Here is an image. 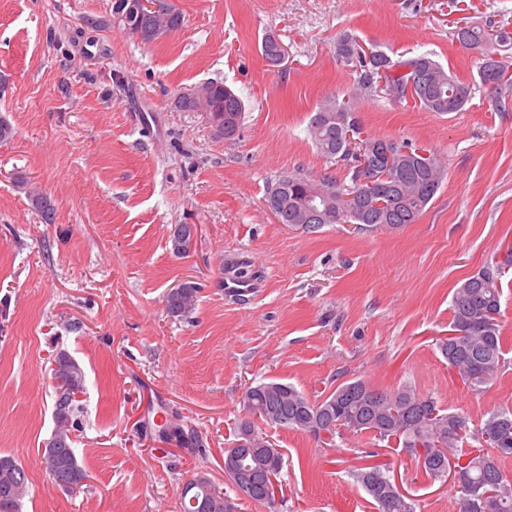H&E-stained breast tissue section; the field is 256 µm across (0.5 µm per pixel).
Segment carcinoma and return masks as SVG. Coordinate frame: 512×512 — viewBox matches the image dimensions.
I'll return each mask as SVG.
<instances>
[{"mask_svg": "<svg viewBox=\"0 0 512 512\" xmlns=\"http://www.w3.org/2000/svg\"><path fill=\"white\" fill-rule=\"evenodd\" d=\"M132 0H114L113 14L121 17L119 26L147 43L183 25L182 13L166 0H159L168 18L149 12L131 13ZM458 42L479 54V78L484 87L496 93L512 85V63L505 54L512 46V33L504 28L487 29L465 23L456 30ZM280 43L273 36L262 40V56L277 65ZM337 60L356 73V88L364 93L380 92L396 102L413 100L429 112L446 114L463 110L471 97L470 84L452 76L442 64L422 54L408 60H394L381 51H366L355 38L344 37L337 47ZM414 93L407 94L408 85ZM211 89L207 117L219 137L224 131L238 133L244 118L242 99L224 83L209 82ZM316 149L329 162H341L347 178L337 181L315 179L301 173L280 175L270 183L267 195L279 199L277 213L282 224H299L304 216L315 229L323 224H364L368 227H399L413 224L431 203L445 176V167L437 155L423 165L410 158L417 146L387 140L397 160L387 170L384 191L386 204L374 205L368 189L357 185L355 169L362 160L372 161L368 143L375 137L365 134L353 103L334 97L323 100L311 116L308 126ZM29 197L46 224L55 220V211L47 197L33 189ZM512 268V251L502 260L488 265L465 278L451 299V331L457 337L440 340L438 348L448 367L463 381L479 387L494 380L503 360L502 336L498 316L502 308V271ZM198 287L185 282L182 288L166 296V310L171 317H186L197 302ZM56 400L53 417L57 433L63 437L55 448L43 454L42 465L56 485H81L85 472L80 466L70 429L80 412L74 391H83L84 375L80 366L66 353L60 352L52 368ZM252 415L288 430L315 437L320 431L331 435L346 430L355 435L369 433L385 441L390 438L404 448L422 444L426 450L420 461L425 475L442 481L447 477L448 459L458 457V442L466 431L461 415L444 412L430 394H421L405 385L395 392L373 388L363 380L344 382L332 394L312 400L290 383L271 381L256 384ZM477 438L484 439L493 452L478 449L466 462L457 464L461 481L456 484L460 512H512V480L507 479L499 459L512 455V410L493 411L480 427ZM352 477L377 506L378 512H414V504L404 495L391 494L395 480L382 466L363 462L352 471ZM196 486L183 496V512H195L190 499L205 498L208 512H224V492L210 482L205 472L195 477ZM27 475L22 466L8 475L0 473V487L11 485L13 499L10 512H19L27 493Z\"/></svg>", "mask_w": 512, "mask_h": 512, "instance_id": "carcinoma-1", "label": "carcinoma"}]
</instances>
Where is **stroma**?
<instances>
[{"label":"stroma","instance_id":"1","mask_svg":"<svg viewBox=\"0 0 512 512\" xmlns=\"http://www.w3.org/2000/svg\"><path fill=\"white\" fill-rule=\"evenodd\" d=\"M170 2L182 28L145 43L114 23L113 0H0V118L15 130L0 143V455L28 475L20 512H181L200 471L234 496L224 450L249 417L245 387L265 381L313 400L348 380L409 384L472 430L512 409V272L492 382L464 384L436 345L458 282L512 247V89L489 93L455 37L462 21L512 31V0ZM347 33L396 59L431 55L472 96L448 114L361 96L369 134L437 153L446 178L416 223L301 231L278 222L267 186L294 170L344 179L308 123L321 100L356 87L336 59ZM269 35L286 50L276 67L261 54ZM212 80L245 104L234 140L175 106ZM34 187L54 223L33 208ZM176 224L197 227L180 256L168 241ZM239 262L253 282L244 293L224 286ZM184 280L199 293L180 320L165 297ZM61 352L84 373L72 437L87 477L74 492L40 456ZM160 417L195 441L160 438ZM256 427L283 455L282 486L273 507L241 501L238 512H377L351 476L371 451L416 512H458L452 483L430 481L396 442Z\"/></svg>","mask_w":512,"mask_h":512}]
</instances>
